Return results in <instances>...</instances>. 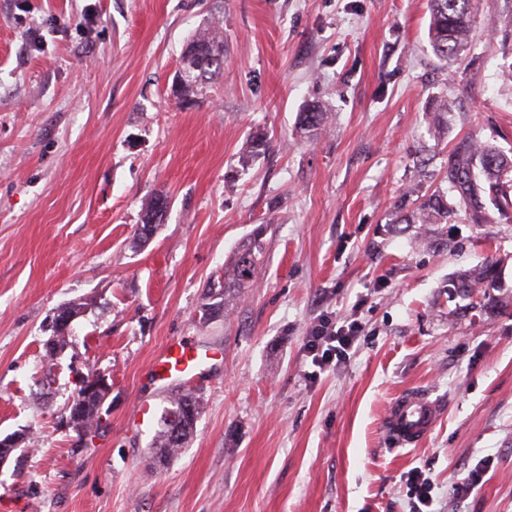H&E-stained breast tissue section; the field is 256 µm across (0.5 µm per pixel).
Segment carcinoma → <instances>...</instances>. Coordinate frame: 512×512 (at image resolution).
<instances>
[{
  "instance_id": "cac0c4a2",
  "label": "carcinoma",
  "mask_w": 512,
  "mask_h": 512,
  "mask_svg": "<svg viewBox=\"0 0 512 512\" xmlns=\"http://www.w3.org/2000/svg\"><path fill=\"white\" fill-rule=\"evenodd\" d=\"M429 43L434 55L451 64L470 49L475 22V0H429ZM183 75L177 97L188 104L191 95L206 81L224 71V34L209 23L204 32L189 40L183 51ZM325 112L315 104L299 112V123L305 129H318ZM448 188L427 196L416 208L414 224H453L460 213L469 215L475 224L512 223V156L473 137L461 139L451 149L446 174ZM168 200L156 195L142 204L140 221L158 224ZM263 253L261 233L255 232L234 253L232 280L239 286L254 284ZM497 265L486 262L479 269L451 281L448 287L471 298L476 288L497 287ZM170 407L164 409L151 448L160 462L178 457L196 425L200 413V396L183 385L172 389ZM67 424L74 431L93 433L100 427L97 405L89 404L69 413Z\"/></svg>"
}]
</instances>
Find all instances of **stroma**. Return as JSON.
Wrapping results in <instances>:
<instances>
[{"mask_svg": "<svg viewBox=\"0 0 512 512\" xmlns=\"http://www.w3.org/2000/svg\"><path fill=\"white\" fill-rule=\"evenodd\" d=\"M213 18L224 73L181 104L183 46ZM428 23V0H0V438L31 446L0 469V512H410L417 470L430 512H512V224L461 219L442 246L397 209L443 186L460 139L512 149V43L478 9L473 50L445 67ZM309 101L327 110L310 132ZM157 194L169 207L139 240ZM259 228L254 286L203 319ZM489 260L501 286L474 318L448 281ZM325 319L358 332L317 373L304 343ZM177 336L215 360L186 449L155 467L134 406L163 412L149 369ZM79 372L112 387L88 448L61 420ZM417 390L443 413L396 446L387 409Z\"/></svg>", "mask_w": 512, "mask_h": 512, "instance_id": "stroma-1", "label": "stroma"}]
</instances>
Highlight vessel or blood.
Returning a JSON list of instances; mask_svg holds the SVG:
<instances>
[{
	"mask_svg": "<svg viewBox=\"0 0 512 512\" xmlns=\"http://www.w3.org/2000/svg\"><path fill=\"white\" fill-rule=\"evenodd\" d=\"M203 359L184 339L171 340L153 365L155 381L177 377L191 383L198 375ZM441 416L436 400L424 391H412L395 399L388 407L385 431L396 443H418L435 426Z\"/></svg>",
	"mask_w": 512,
	"mask_h": 512,
	"instance_id": "vessel-or-blood-1",
	"label": "vessel or blood"
}]
</instances>
